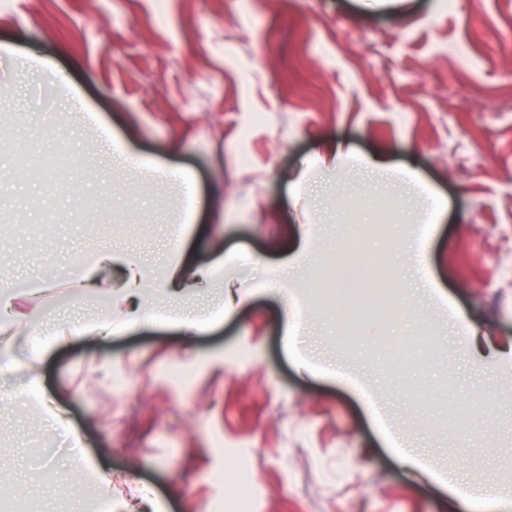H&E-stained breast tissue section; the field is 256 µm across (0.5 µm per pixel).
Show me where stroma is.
Masks as SVG:
<instances>
[{
	"label": "stroma",
	"instance_id": "35a3bbf8",
	"mask_svg": "<svg viewBox=\"0 0 512 512\" xmlns=\"http://www.w3.org/2000/svg\"><path fill=\"white\" fill-rule=\"evenodd\" d=\"M55 69L69 83L50 112ZM74 93L193 188L113 166ZM330 139L397 174L323 171ZM66 149L81 170L47 192L40 163ZM218 243L224 271L192 306L215 311L228 282L244 299L197 336L62 295L95 252L162 275ZM46 276L57 288L17 309L120 330L45 357L0 330V512H92L106 494L128 512L144 489L149 512H474L398 447L512 498V360L474 354L512 341V0H0V279ZM424 328L389 367L384 344ZM429 341L430 336L427 330H423L419 337H415L411 341L389 347L386 350V357L396 367L403 368L410 350L414 347L425 345L429 343Z\"/></svg>",
	"mask_w": 512,
	"mask_h": 512
}]
</instances>
